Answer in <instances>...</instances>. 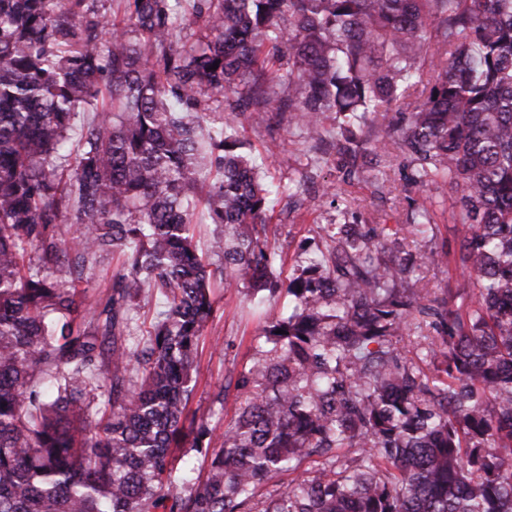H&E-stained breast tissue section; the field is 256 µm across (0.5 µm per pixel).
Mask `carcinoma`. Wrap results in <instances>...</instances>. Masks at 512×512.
Listing matches in <instances>:
<instances>
[{
	"mask_svg": "<svg viewBox=\"0 0 512 512\" xmlns=\"http://www.w3.org/2000/svg\"><path fill=\"white\" fill-rule=\"evenodd\" d=\"M394 107L411 183L456 193L462 282L418 287L446 252L377 223L275 276L239 113L316 143L333 116L349 158ZM217 281L288 299L220 434L190 408ZM423 327L429 374L398 346ZM285 472L259 512H512V0H0V512H253ZM89 266L91 270L87 269L90 278L88 282H84L82 287L89 288L90 292L104 294L106 288L112 283V276L120 269V262L115 256L101 258L100 260H90Z\"/></svg>",
	"mask_w": 512,
	"mask_h": 512,
	"instance_id": "carcinoma-1",
	"label": "carcinoma"
}]
</instances>
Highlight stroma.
Masks as SVG:
<instances>
[{"mask_svg": "<svg viewBox=\"0 0 512 512\" xmlns=\"http://www.w3.org/2000/svg\"><path fill=\"white\" fill-rule=\"evenodd\" d=\"M239 130L251 144L255 160L264 161L267 180L286 186L287 194L274 197L267 219L276 237L273 247L283 256V275L294 273L304 258V247L321 242V225L329 223L337 208L350 207L365 218L388 225L398 237L456 251L464 234L462 225L453 223L450 208L453 193L448 188H421L407 181V162L394 147L379 155H362L352 160L355 168L376 166L375 180L345 181V167L336 154L335 121H328L329 134L320 150H313L304 132L272 121L270 126L254 123L250 115L239 116ZM280 147L274 157H266L264 147L270 138ZM424 203L434 213V224L419 227L408 222L410 201ZM216 311L206 325L200 345V379L190 403L199 412H213V421L224 426L240 406L234 383L244 367L251 365L252 349L260 323L248 313L246 289L215 286ZM228 388L223 402H215L220 383Z\"/></svg>", "mask_w": 512, "mask_h": 512, "instance_id": "1", "label": "stroma"}]
</instances>
